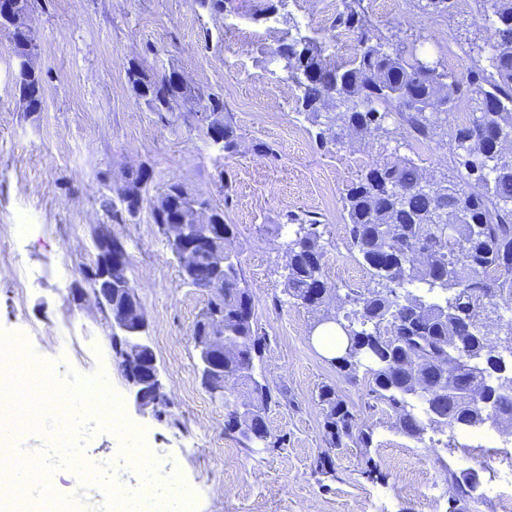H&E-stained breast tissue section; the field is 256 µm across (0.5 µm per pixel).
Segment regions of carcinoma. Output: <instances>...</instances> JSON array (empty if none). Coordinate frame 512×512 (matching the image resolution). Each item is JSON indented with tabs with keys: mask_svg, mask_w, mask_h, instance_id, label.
Listing matches in <instances>:
<instances>
[{
	"mask_svg": "<svg viewBox=\"0 0 512 512\" xmlns=\"http://www.w3.org/2000/svg\"><path fill=\"white\" fill-rule=\"evenodd\" d=\"M363 0H344L336 27L356 35L353 57L337 65L322 43L310 35L286 32L276 49L287 78L300 91L299 113L318 128L316 140L338 144L347 135L387 139V118L396 113L411 137L431 141L448 135L453 147L451 174L422 189L426 177L412 158L375 162L347 186L343 214L349 245L370 275V285L351 298L358 309L343 316L350 349L334 358L349 378L359 369L371 377L369 396L395 416L404 436L421 441L427 431L445 429L447 447L456 434L486 425L512 426V375L506 374L512 349L497 350L481 338L479 325L489 308H512V152L498 138L512 137V0H475L489 23L490 53L485 64L471 60L468 85L438 62H421L415 47L398 34L373 29ZM456 0H425L429 15L449 13ZM128 82L137 99L153 112L166 100H180L186 112L224 130L223 148L237 147L232 123L224 116V96L201 95L194 88L150 75L138 63L129 67ZM43 77L17 75L20 95L40 108ZM443 91L445 112H426V102ZM467 93L475 103L464 124L448 122V111ZM330 107L336 112L323 113ZM168 213L186 204L202 206L214 224L224 225V244L234 235L224 223V209L207 198L192 196L178 180L163 192ZM145 196L121 212L105 200L112 222L136 219ZM317 222L298 225L288 240L285 286L295 302L317 310L332 288L323 273V247ZM426 258L415 265L411 254ZM224 409L227 429L243 435L250 448L266 444L270 433L263 411L270 389L255 376V359L264 338L254 316L250 291L237 264L224 251ZM248 381L252 411L239 412L231 401L238 382ZM326 441L331 448L353 443L370 447L372 432L355 427V416L336 388L319 391ZM455 504L474 498L478 484L471 473L448 472Z\"/></svg>",
	"mask_w": 512,
	"mask_h": 512,
	"instance_id": "obj_1",
	"label": "carcinoma"
}]
</instances>
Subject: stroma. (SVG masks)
<instances>
[{
    "instance_id": "1",
    "label": "stroma",
    "mask_w": 512,
    "mask_h": 512,
    "mask_svg": "<svg viewBox=\"0 0 512 512\" xmlns=\"http://www.w3.org/2000/svg\"><path fill=\"white\" fill-rule=\"evenodd\" d=\"M375 29L400 30L416 54L463 76L490 33L475 0H457L451 13L427 15L418 0H364ZM266 0H234L214 14L196 0H40L32 26L36 66L44 76L43 106H19L16 67L0 38V330L22 335L33 353L53 362L58 379L104 373L126 417L144 431V447L159 463L158 492L173 484L197 487V512H449V472L478 471L483 495L463 512H502L512 499V431L497 428L480 447L447 433L416 441L401 434L392 413L372 406L370 378L342 377L314 343L324 311L294 304L285 292L289 219L318 223L323 272L341 292L370 281L347 243L342 197L376 161L409 157L430 176L446 172V136L420 142L397 117L390 138H349L321 148L316 129L297 112L276 49L289 22L325 42L336 62L350 50L336 39L340 0H285L276 18L262 19ZM152 74L175 70L201 94L224 96L238 148L215 145L204 124L151 111L126 77L131 63ZM145 166L154 199L170 180L224 209L234 227L231 249L252 295L266 338L255 376L272 401L264 412L267 446L244 447L225 432L226 411L205 388L192 330L207 295L185 284L179 263L149 210L127 224H110L103 207L128 169ZM110 184H103L101 175ZM110 224L125 243L129 276L145 308L153 348L170 403L163 417L138 410L111 350L110 328L84 301L85 273L96 252L91 229ZM27 225L26 234L6 232ZM334 386L358 428L373 432L370 447H328L322 386ZM83 457L110 469L123 490L143 489L141 476L108 431H87ZM331 462L320 465L322 454Z\"/></svg>"
}]
</instances>
